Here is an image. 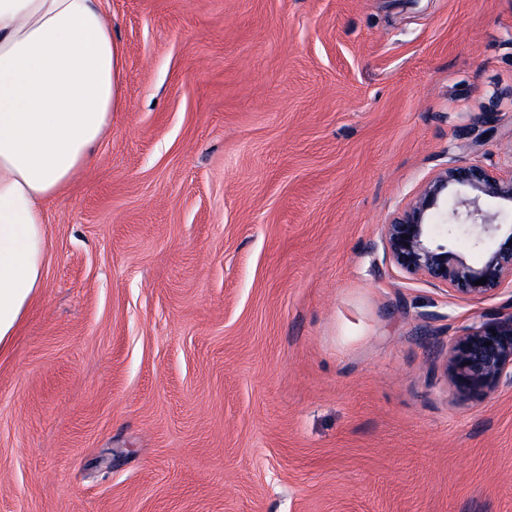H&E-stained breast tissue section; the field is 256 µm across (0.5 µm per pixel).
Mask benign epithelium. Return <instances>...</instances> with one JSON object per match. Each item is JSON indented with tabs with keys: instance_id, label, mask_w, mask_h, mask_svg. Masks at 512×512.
<instances>
[{
	"instance_id": "obj_1",
	"label": "benign epithelium",
	"mask_w": 512,
	"mask_h": 512,
	"mask_svg": "<svg viewBox=\"0 0 512 512\" xmlns=\"http://www.w3.org/2000/svg\"><path fill=\"white\" fill-rule=\"evenodd\" d=\"M505 204L512 207V170L453 158L383 225L385 257L433 288L474 300L492 299L506 290L512 293V225L499 221ZM435 213L483 251L480 263L470 264L457 252L453 235L436 232ZM483 277L485 284H475ZM446 372L462 399L512 388V313L481 316L460 330L448 345Z\"/></svg>"
}]
</instances>
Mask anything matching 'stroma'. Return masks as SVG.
<instances>
[{
  "label": "stroma",
  "mask_w": 512,
  "mask_h": 512,
  "mask_svg": "<svg viewBox=\"0 0 512 512\" xmlns=\"http://www.w3.org/2000/svg\"><path fill=\"white\" fill-rule=\"evenodd\" d=\"M101 5L123 105L0 353V512H512V388L444 367L512 294L382 243L450 157L512 168V0Z\"/></svg>",
  "instance_id": "obj_1"
}]
</instances>
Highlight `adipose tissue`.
<instances>
[{"label":"adipose tissue","instance_id":"1","mask_svg":"<svg viewBox=\"0 0 512 512\" xmlns=\"http://www.w3.org/2000/svg\"><path fill=\"white\" fill-rule=\"evenodd\" d=\"M123 56L96 0H0V350L42 286L45 207L122 104Z\"/></svg>","mask_w":512,"mask_h":512}]
</instances>
